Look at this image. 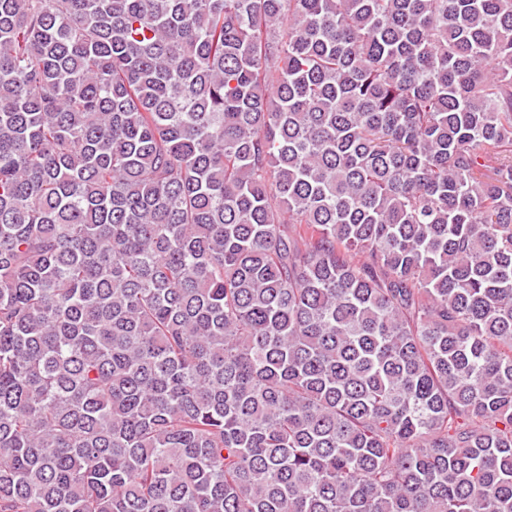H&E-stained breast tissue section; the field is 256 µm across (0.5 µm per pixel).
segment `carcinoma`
Instances as JSON below:
<instances>
[{"mask_svg":"<svg viewBox=\"0 0 512 512\" xmlns=\"http://www.w3.org/2000/svg\"><path fill=\"white\" fill-rule=\"evenodd\" d=\"M0 512H512V0H0Z\"/></svg>","mask_w":512,"mask_h":512,"instance_id":"1","label":"carcinoma"}]
</instances>
